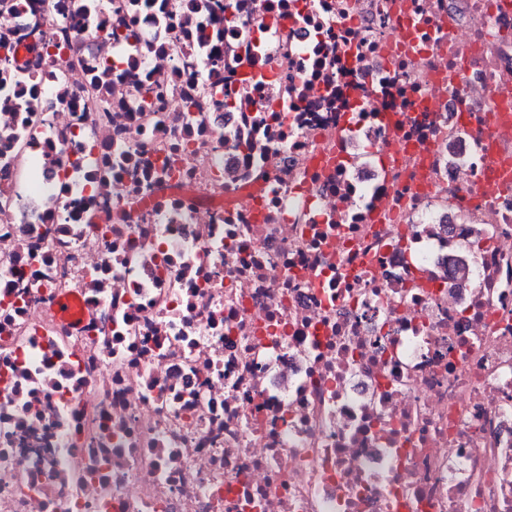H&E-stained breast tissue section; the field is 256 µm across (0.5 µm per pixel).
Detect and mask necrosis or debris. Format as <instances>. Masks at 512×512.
<instances>
[{
  "mask_svg": "<svg viewBox=\"0 0 512 512\" xmlns=\"http://www.w3.org/2000/svg\"><path fill=\"white\" fill-rule=\"evenodd\" d=\"M130 2L0 12V512H512V0Z\"/></svg>",
  "mask_w": 512,
  "mask_h": 512,
  "instance_id": "1",
  "label": "necrosis or debris"
}]
</instances>
